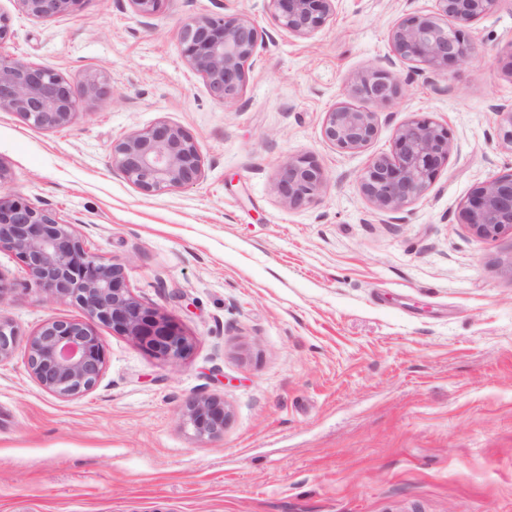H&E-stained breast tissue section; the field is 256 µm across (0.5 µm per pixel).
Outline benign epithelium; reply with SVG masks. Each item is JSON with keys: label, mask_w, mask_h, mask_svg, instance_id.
Listing matches in <instances>:
<instances>
[{"label": "benign epithelium", "mask_w": 512, "mask_h": 512, "mask_svg": "<svg viewBox=\"0 0 512 512\" xmlns=\"http://www.w3.org/2000/svg\"><path fill=\"white\" fill-rule=\"evenodd\" d=\"M34 19H52L76 10L84 0H15ZM150 17L165 0H131ZM277 26L297 37L315 32L336 14L338 0H268ZM435 12L412 15L392 27L389 40L396 61L411 62L437 75L450 63H464L475 52L465 34L498 0H434ZM262 34L240 14L188 19L178 33L182 57L224 105L239 100L249 72L257 63ZM401 92L398 76L376 68L351 86L355 98L387 104ZM112 96L108 79L94 73L74 85L49 68L0 52V110L15 112L34 126L54 130L70 125L84 98ZM375 113L340 103L323 122L325 141L342 151L366 149L377 135ZM448 126L430 118H413L395 132L391 155L370 160L360 176L362 194L382 212H397L422 196L448 163ZM112 168L147 195L196 184L203 177V157L195 139L182 127L159 121L112 144ZM10 172L0 163V251L17 255L28 285L52 301L71 302L82 310L72 319H52L29 335L24 346L26 368L46 392L62 399L93 390L103 374L106 355L96 325L101 323L135 341L152 354L175 361L191 349L177 324L141 302L128 285L121 263L94 254L75 225L51 209L37 207L9 189ZM322 168L298 157L280 172L276 189L285 203H313L322 189ZM460 223L481 239L512 231V169L477 187L460 210ZM19 346L12 320L0 313V364ZM226 405L199 396L186 405L183 423L200 440L224 435Z\"/></svg>", "instance_id": "benign-epithelium-1"}]
</instances>
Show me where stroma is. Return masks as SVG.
<instances>
[{"label":"stroma","instance_id":"1","mask_svg":"<svg viewBox=\"0 0 512 512\" xmlns=\"http://www.w3.org/2000/svg\"><path fill=\"white\" fill-rule=\"evenodd\" d=\"M433 7L339 0L300 38L266 0H165L149 18L131 0H85L46 21L0 0L1 50L76 84L103 72L112 89L56 130L0 112L11 189L123 264L191 342L171 362L97 325L102 377L70 400L42 390L22 354L0 364V512H512V233L484 240L459 222L472 191L512 169L497 111L512 103V0L471 26L468 62L432 77L397 65L402 91L375 105L367 149L322 135L356 77L392 57L394 24ZM226 11L264 32L229 106L177 37ZM418 117L447 125L448 163L402 210H375L360 176ZM162 120L193 136L204 174L147 195L113 170L112 145ZM300 156L325 181L291 207L275 184ZM0 276L21 335L81 315L27 287L6 251ZM197 396L228 407L222 438L184 425Z\"/></svg>","mask_w":512,"mask_h":512}]
</instances>
